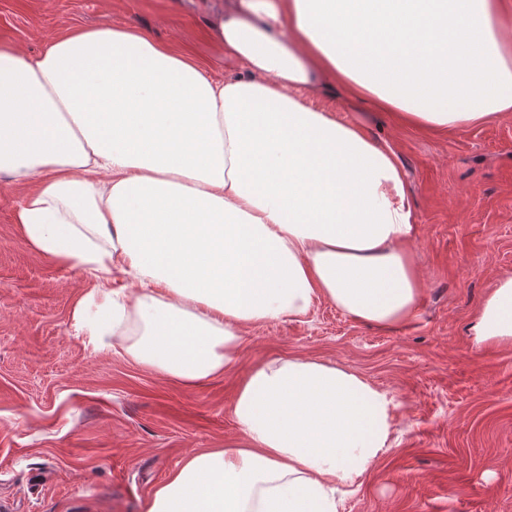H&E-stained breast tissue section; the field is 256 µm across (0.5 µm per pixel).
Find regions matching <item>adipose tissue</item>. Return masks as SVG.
I'll return each instance as SVG.
<instances>
[{
	"mask_svg": "<svg viewBox=\"0 0 512 512\" xmlns=\"http://www.w3.org/2000/svg\"><path fill=\"white\" fill-rule=\"evenodd\" d=\"M211 29L244 77L108 24L28 58L0 48V183L36 182L15 215L26 241L94 283L76 335L121 339L187 386L233 367L243 327L318 299L386 332L416 314L394 147L303 91L335 85L435 135L512 112V0H235ZM473 334L512 343L511 276ZM233 414L237 436L186 458L146 512H339L388 448L393 404L347 367L288 358L252 365Z\"/></svg>",
	"mask_w": 512,
	"mask_h": 512,
	"instance_id": "adipose-tissue-1",
	"label": "adipose tissue"
}]
</instances>
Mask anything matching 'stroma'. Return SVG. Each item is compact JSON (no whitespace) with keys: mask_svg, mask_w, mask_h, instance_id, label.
I'll use <instances>...</instances> for the list:
<instances>
[{"mask_svg":"<svg viewBox=\"0 0 512 512\" xmlns=\"http://www.w3.org/2000/svg\"><path fill=\"white\" fill-rule=\"evenodd\" d=\"M228 0H0V48L24 56L109 23L141 30L202 64L242 75L209 33ZM309 104L391 142L418 216L415 318L386 333L316 300L308 317L248 327L234 367L187 387L75 335L77 271L34 250L15 221L34 184L0 185V512H145L192 453L237 435L233 401L250 366L310 357L352 368L393 398L390 446L339 512H512V344L472 326L512 276V112L438 136L387 112Z\"/></svg>","mask_w":512,"mask_h":512,"instance_id":"obj_1","label":"stroma"}]
</instances>
